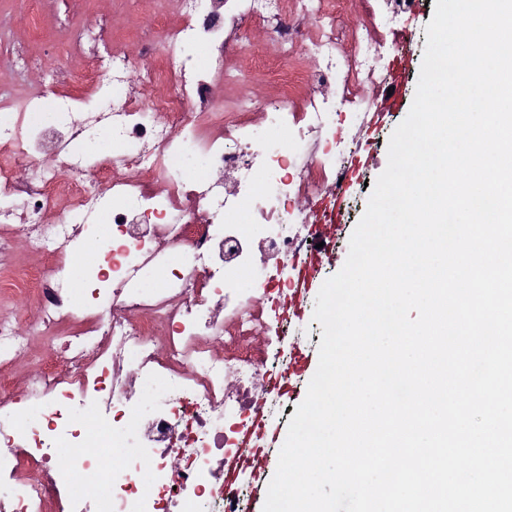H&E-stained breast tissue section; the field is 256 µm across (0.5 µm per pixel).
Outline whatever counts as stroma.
Instances as JSON below:
<instances>
[{
  "label": "stroma",
  "instance_id": "obj_1",
  "mask_svg": "<svg viewBox=\"0 0 512 512\" xmlns=\"http://www.w3.org/2000/svg\"><path fill=\"white\" fill-rule=\"evenodd\" d=\"M70 13L75 14L76 23L80 26L96 24L102 17L111 19L115 42L127 46L132 43L133 32L149 27L155 20L150 0H96L93 10L79 14L74 13L69 0H52L42 30L35 32L28 26L26 0H0V59L11 56L16 49L21 48L31 59L39 61V75L49 74L55 63L65 60L62 47L56 42L55 19ZM433 13V6L423 5L401 23L404 33L415 46V53L410 57L398 82V106L381 113L363 128L353 126L345 114L341 115L336 125L337 133L347 138L370 140L372 149L367 153L354 154L350 159L353 169L350 203L348 212L336 231L333 257L326 263L321 275L310 279L308 287L301 292L302 314L300 318L292 321L288 339L293 342L295 350L306 357L307 364L294 380L295 393L285 399L283 408L277 409L268 418L271 433L262 438L261 445L269 456L270 464L252 480L250 512H263L268 484L276 472L279 451L287 437L288 423L304 400L308 384L316 372L318 347L322 340V328L313 319L316 297L326 278L343 267L352 233L366 210L372 192L371 186L387 166L390 137L411 109L427 40L425 27L431 21ZM38 264V257L21 245L0 261V319L23 323L35 317V308L21 300L11 290L10 285L20 280L23 271L32 270Z\"/></svg>",
  "mask_w": 512,
  "mask_h": 512
}]
</instances>
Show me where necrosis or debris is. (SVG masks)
Instances as JSON below:
<instances>
[{
  "label": "necrosis or debris",
  "instance_id": "4bbe7bcc",
  "mask_svg": "<svg viewBox=\"0 0 512 512\" xmlns=\"http://www.w3.org/2000/svg\"><path fill=\"white\" fill-rule=\"evenodd\" d=\"M234 2L228 15L181 0L178 20L138 35L132 52L109 47L108 22H61L71 63L47 84L22 54L6 63L19 85L0 81V252L20 241L44 261L16 284L37 310L29 330L0 319V359L17 362L27 335H45L65 366L44 360L20 389L0 372V512H170L188 488L198 512H245L248 487L225 473L264 457L242 446L236 423L261 414L253 389L276 388L269 349L254 339L284 333L261 304L262 272L297 265L320 241L334 249L323 215L303 208L345 194L336 118L360 124L378 112L390 81L382 61L398 53V19L417 4ZM257 21L287 71L281 93L215 111L219 87L250 84L261 68L240 35ZM102 83L111 109L77 111L72 88ZM47 97L67 114L54 127L30 120ZM96 127L109 130L112 152L90 184L78 172ZM190 148L208 178L182 168ZM21 197L28 209H9ZM104 223L109 245L74 302L69 253ZM147 467L152 496L138 487Z\"/></svg>",
  "mask_w": 512,
  "mask_h": 512
}]
</instances>
